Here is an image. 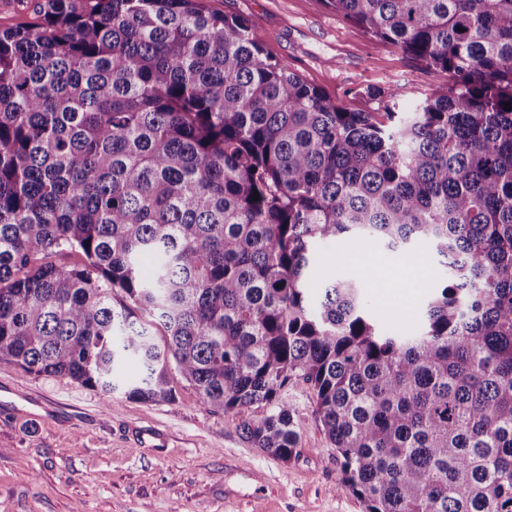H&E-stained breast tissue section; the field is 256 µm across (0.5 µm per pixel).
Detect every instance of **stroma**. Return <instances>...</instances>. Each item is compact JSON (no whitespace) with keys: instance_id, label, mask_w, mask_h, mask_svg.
I'll use <instances>...</instances> for the list:
<instances>
[{"instance_id":"1","label":"stroma","mask_w":512,"mask_h":512,"mask_svg":"<svg viewBox=\"0 0 512 512\" xmlns=\"http://www.w3.org/2000/svg\"><path fill=\"white\" fill-rule=\"evenodd\" d=\"M205 4L247 18L269 55L349 110L411 104L448 79L394 46L374 45L361 27L317 0ZM375 260L426 268L425 279H396L381 290L364 280L377 318L416 332L418 310L442 272L427 244L399 253L369 239L327 242L314 279H355ZM288 396L301 451L284 464L241 437V423L261 417V407L213 413L184 382L174 401L141 403L0 365V512H365L340 487L337 452L314 419L312 390L297 381Z\"/></svg>"}]
</instances>
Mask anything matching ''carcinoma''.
<instances>
[{"label":"carcinoma","mask_w":512,"mask_h":512,"mask_svg":"<svg viewBox=\"0 0 512 512\" xmlns=\"http://www.w3.org/2000/svg\"><path fill=\"white\" fill-rule=\"evenodd\" d=\"M318 2L448 81L350 111L202 0L0 29V364L144 403L177 374L263 405L241 436L284 463L300 377L365 512H512V0ZM364 238L439 257L417 334L359 280L314 298L318 246Z\"/></svg>","instance_id":"cac0c4a2"}]
</instances>
